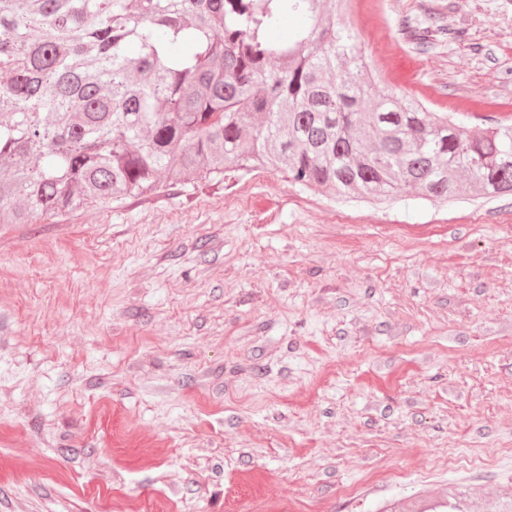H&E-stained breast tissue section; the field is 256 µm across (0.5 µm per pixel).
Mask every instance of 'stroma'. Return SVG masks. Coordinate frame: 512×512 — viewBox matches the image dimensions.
Returning <instances> with one entry per match:
<instances>
[{
    "label": "stroma",
    "instance_id": "stroma-1",
    "mask_svg": "<svg viewBox=\"0 0 512 512\" xmlns=\"http://www.w3.org/2000/svg\"><path fill=\"white\" fill-rule=\"evenodd\" d=\"M338 16L381 86L512 123V0ZM452 487L512 498L511 194L380 204L230 170L0 224V512H376Z\"/></svg>",
    "mask_w": 512,
    "mask_h": 512
}]
</instances>
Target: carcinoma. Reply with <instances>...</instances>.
Listing matches in <instances>:
<instances>
[{
  "mask_svg": "<svg viewBox=\"0 0 512 512\" xmlns=\"http://www.w3.org/2000/svg\"><path fill=\"white\" fill-rule=\"evenodd\" d=\"M355 39L330 0H0V224L229 167L341 198L512 194V124L378 86ZM377 512L481 510L452 490Z\"/></svg>",
  "mask_w": 512,
  "mask_h": 512,
  "instance_id": "1",
  "label": "carcinoma"
}]
</instances>
